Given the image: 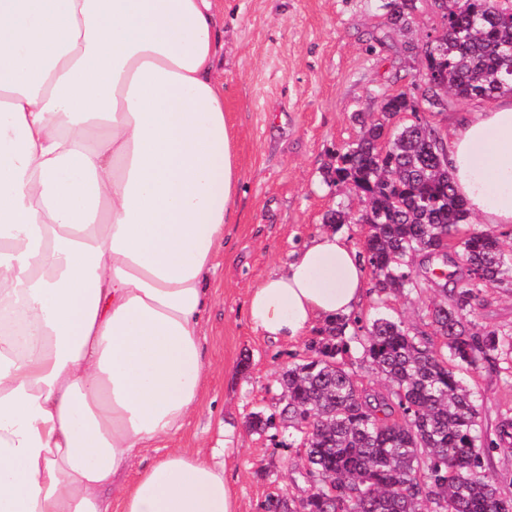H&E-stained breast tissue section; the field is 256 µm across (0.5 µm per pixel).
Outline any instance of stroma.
Listing matches in <instances>:
<instances>
[{"mask_svg":"<svg viewBox=\"0 0 512 512\" xmlns=\"http://www.w3.org/2000/svg\"><path fill=\"white\" fill-rule=\"evenodd\" d=\"M225 117L237 134L241 185L226 248L211 280L212 304L202 325L208 364L199 407L178 432L143 449L129 473L156 457L182 451L218 456L240 512H264L271 495L303 498L311 484L300 448L276 446L250 431L256 412L271 413L279 379L307 355L319 329L296 343L273 341L253 329L245 304L250 292L290 252L327 231L326 213L358 210L355 197L325 180L336 153L360 133L355 116L379 113L385 96L410 89L423 68L417 47L441 29L433 0H419L409 28L392 26L387 0H223ZM440 286L379 300L368 292L358 314L378 305L410 334H431L428 311ZM475 324L512 337V288H490L472 315ZM346 357L365 389L385 379L363 356L365 331L349 322ZM484 433L495 437L512 418V347L504 346L466 373Z\"/></svg>","mask_w":512,"mask_h":512,"instance_id":"35a3bbf8","label":"stroma"}]
</instances>
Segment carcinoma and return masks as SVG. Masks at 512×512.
Here are the masks:
<instances>
[{
    "mask_svg": "<svg viewBox=\"0 0 512 512\" xmlns=\"http://www.w3.org/2000/svg\"><path fill=\"white\" fill-rule=\"evenodd\" d=\"M442 33L424 43L422 84L384 99L380 116L361 117L359 137L327 170L329 182L363 208L330 211L328 224H366L364 258L378 296L409 294L435 272L436 249L455 241L464 258L463 286L441 289L429 310L433 337L410 335L379 314L366 328L364 354L386 380V394H365L345 356L346 321L324 329L309 354L283 373L280 412L254 413L258 434L288 425L305 448L313 491L296 500L268 499L267 512H512L485 468L482 426L462 370L497 351L503 339L467 315L492 286L512 285V250L489 226L468 224L469 210L442 160L437 130L419 117L448 98L493 99L512 93V0H434ZM389 21L410 24L417 0H390ZM415 121L389 136L386 122Z\"/></svg>",
    "mask_w": 512,
    "mask_h": 512,
    "instance_id": "obj_1",
    "label": "carcinoma"
}]
</instances>
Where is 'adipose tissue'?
Returning <instances> with one entry per match:
<instances>
[{
    "instance_id": "obj_1",
    "label": "adipose tissue",
    "mask_w": 512,
    "mask_h": 512,
    "mask_svg": "<svg viewBox=\"0 0 512 512\" xmlns=\"http://www.w3.org/2000/svg\"><path fill=\"white\" fill-rule=\"evenodd\" d=\"M217 0H0V512H240L172 453L206 377L208 283L241 182ZM456 193L512 226V99L444 138ZM360 251L324 232L250 293L276 341L349 317Z\"/></svg>"
}]
</instances>
